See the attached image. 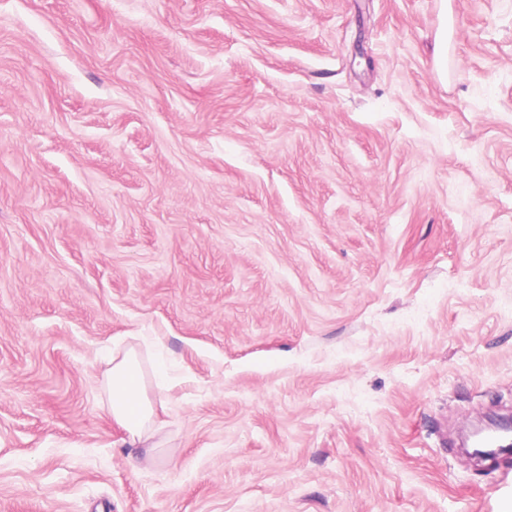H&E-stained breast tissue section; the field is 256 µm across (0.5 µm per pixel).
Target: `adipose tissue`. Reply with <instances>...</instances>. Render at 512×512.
Listing matches in <instances>:
<instances>
[{
    "instance_id": "ef3b65f1",
    "label": "adipose tissue",
    "mask_w": 512,
    "mask_h": 512,
    "mask_svg": "<svg viewBox=\"0 0 512 512\" xmlns=\"http://www.w3.org/2000/svg\"><path fill=\"white\" fill-rule=\"evenodd\" d=\"M150 342L146 336L141 344L118 350L104 377L107 413L133 448L154 447L159 429L156 407L166 392L167 363H145L141 352L142 345Z\"/></svg>"
}]
</instances>
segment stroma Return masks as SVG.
<instances>
[{
	"instance_id": "1",
	"label": "stroma",
	"mask_w": 512,
	"mask_h": 512,
	"mask_svg": "<svg viewBox=\"0 0 512 512\" xmlns=\"http://www.w3.org/2000/svg\"><path fill=\"white\" fill-rule=\"evenodd\" d=\"M491 414L512 0H0V512H512ZM134 338L137 344L113 352L105 373L107 413L124 430L125 444L131 448H158L154 441L159 429L156 407L167 390L165 379L169 367L164 360H155L148 369L139 342L147 347L155 343L149 336ZM152 386L155 395L150 394Z\"/></svg>"
}]
</instances>
